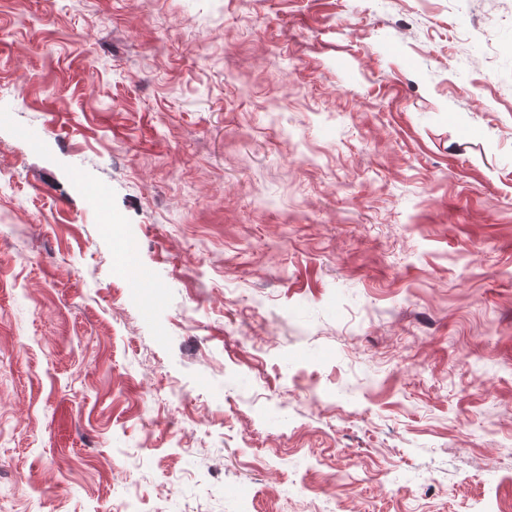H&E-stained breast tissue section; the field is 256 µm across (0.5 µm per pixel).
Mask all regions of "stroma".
Returning a JSON list of instances; mask_svg holds the SVG:
<instances>
[{
    "instance_id": "1",
    "label": "stroma",
    "mask_w": 512,
    "mask_h": 512,
    "mask_svg": "<svg viewBox=\"0 0 512 512\" xmlns=\"http://www.w3.org/2000/svg\"><path fill=\"white\" fill-rule=\"evenodd\" d=\"M0 512H512V0H0Z\"/></svg>"
}]
</instances>
